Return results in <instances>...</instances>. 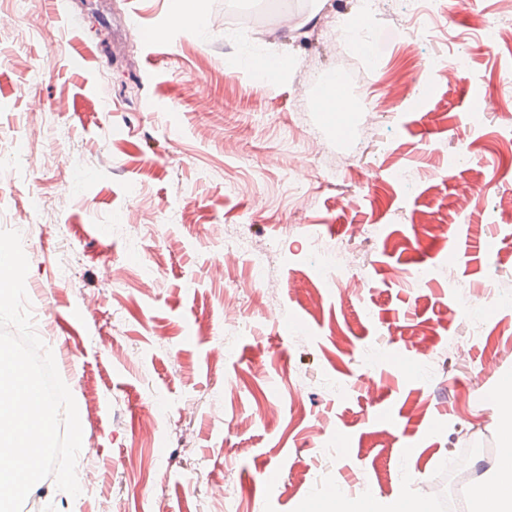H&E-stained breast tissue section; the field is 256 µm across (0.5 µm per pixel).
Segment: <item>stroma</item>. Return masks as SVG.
I'll list each match as a JSON object with an SVG mask.
<instances>
[{
    "mask_svg": "<svg viewBox=\"0 0 512 512\" xmlns=\"http://www.w3.org/2000/svg\"><path fill=\"white\" fill-rule=\"evenodd\" d=\"M475 2L421 42L431 93L410 99L391 82L417 4L382 0L378 66L350 82L351 111L320 112L356 0H275L257 31L225 24L224 0H197L201 31L171 24L169 0H0V148L31 157L0 171V228L22 236L97 475L75 498L40 481L28 512H336V488L350 512H412L430 484L453 498L451 463L474 485L504 468L512 42L472 53L475 14H500ZM258 48L284 60L277 82L230 69ZM461 56L454 79L432 65ZM476 94L496 109L475 125ZM228 224L270 248L264 281L221 263ZM312 233L359 256L358 295L317 269Z\"/></svg>",
    "mask_w": 512,
    "mask_h": 512,
    "instance_id": "1",
    "label": "stroma"
}]
</instances>
